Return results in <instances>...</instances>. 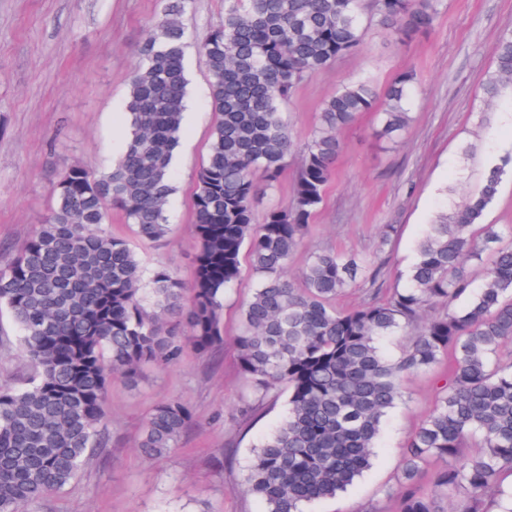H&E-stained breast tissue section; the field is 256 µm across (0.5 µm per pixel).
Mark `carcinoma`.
Masks as SVG:
<instances>
[{
    "label": "carcinoma",
    "instance_id": "cac0c4a2",
    "mask_svg": "<svg viewBox=\"0 0 512 512\" xmlns=\"http://www.w3.org/2000/svg\"><path fill=\"white\" fill-rule=\"evenodd\" d=\"M189 2L165 0L136 46L124 157L102 175L65 169L51 214L0 268V309L32 368L21 386H0V512H29L79 476L101 446L111 375L135 385L145 363L169 366L188 346L203 353L223 344L224 296L238 283L243 253L254 287L235 348L253 399L240 416L288 394L283 419L255 447L245 477L265 512H303L352 485L371 467L386 418L407 401L404 379L444 361L435 405L407 436L387 494L400 512H512V492L500 485L512 475V226L480 224L502 167L429 225L403 285L380 288L373 273L364 302L343 310L336 301L364 275L365 257L318 249L298 282L287 275L323 201L340 131L375 111L377 135L397 140L410 123L413 75L382 88L370 79L340 86L300 149L283 104L306 76L363 46L366 20L404 44L432 29L443 0H224L222 22L202 41L216 118L192 198L193 278L160 266L146 280L128 243L103 225L116 208L142 239L168 232L188 87L180 17ZM493 55L489 95L512 86V32ZM297 150L291 202L255 223L260 187L274 188ZM398 333L411 341L389 359L380 342ZM193 420L185 403L161 401L135 448L147 458L166 455ZM470 440L479 451L464 457ZM441 497L456 506L442 508Z\"/></svg>",
    "mask_w": 512,
    "mask_h": 512
}]
</instances>
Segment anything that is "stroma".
Here are the masks:
<instances>
[{
	"instance_id": "stroma-1",
	"label": "stroma",
	"mask_w": 512,
	"mask_h": 512,
	"mask_svg": "<svg viewBox=\"0 0 512 512\" xmlns=\"http://www.w3.org/2000/svg\"><path fill=\"white\" fill-rule=\"evenodd\" d=\"M163 8L162 0H0V268L8 266L43 224L53 185L80 165L109 171L129 136L128 80L135 47ZM224 17V0H193L182 17L190 41L185 65L188 98L173 162L176 190L166 206L169 233L138 238L120 213L113 235L125 238L145 270L164 265L179 278L194 272L191 198L214 123L201 36ZM512 31V0H444L433 29L405 46L377 28L363 47L308 76L285 104L298 142L312 135L322 102L361 78L385 85L413 72L412 122L398 144L375 135L373 113L362 114L339 138L342 152L306 244L288 265L296 275L309 247H332L374 257L387 288L414 258L434 216L475 191L484 172L512 155V91L483 92L494 70L492 49ZM396 225L382 244L383 225ZM254 282L242 270L225 302L224 344L207 353L186 350L175 365L148 367L137 386L112 378L102 445L64 490L31 512H265L244 490L252 448L279 424L284 400L268 402L248 421L239 407L251 388L238 365L234 338L239 309ZM17 328L0 311V386L18 385L28 371L12 342ZM436 372L404 382L408 401L388 417L372 468L337 497L306 512H397L394 482L407 436L431 411ZM178 399L194 422L167 457L149 460L134 442L153 405Z\"/></svg>"
}]
</instances>
